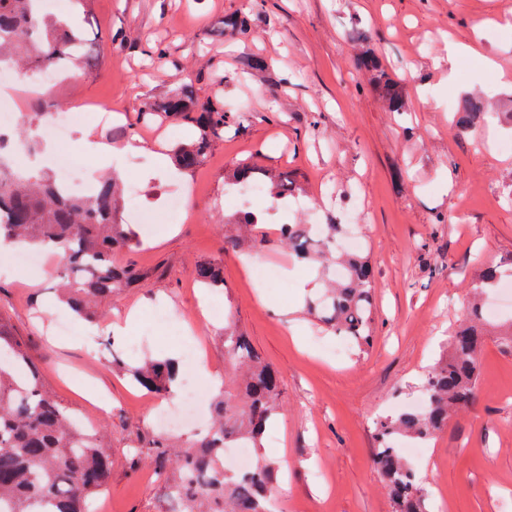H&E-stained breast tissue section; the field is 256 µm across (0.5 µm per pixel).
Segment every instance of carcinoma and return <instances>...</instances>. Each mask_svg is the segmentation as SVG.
I'll return each instance as SVG.
<instances>
[{
  "label": "carcinoma",
  "instance_id": "cac0c4a2",
  "mask_svg": "<svg viewBox=\"0 0 512 512\" xmlns=\"http://www.w3.org/2000/svg\"><path fill=\"white\" fill-rule=\"evenodd\" d=\"M42 0H0V62L18 60L32 71H69L91 55L92 45L72 19H59L41 7ZM360 67L374 72L373 89L392 112L405 111L400 83L366 53ZM166 113L197 123L200 138L179 145L174 156L189 168L205 154L211 138L224 134V103L208 102L193 114L188 95L176 92L162 107ZM257 166L241 164L228 176L234 185L256 179ZM277 200L293 195L292 175H266ZM117 182L108 177L91 197L66 194L56 182L16 173L0 163V241L35 242L54 250L59 265L61 301L76 315L93 320L105 315L100 304L137 280L135 269L112 264V253L137 245L116 220ZM326 236L314 239L306 224H285L282 236L299 260L346 270L342 281H327L307 313L322 327L347 337L358 349L370 346L373 309L372 269L359 254L339 248L344 224L325 225ZM198 282L224 287L223 268L197 265ZM504 274L488 267L471 284L469 318L448 339V357L428 373L425 404L407 408L379 423V448L373 462L389 489L392 512H427L426 485L403 457V439L425 442L448 425L450 413L469 405L476 395L485 321L480 295L496 288ZM0 512H90L91 499L111 473L108 446L101 432L72 419V409L43 383L29 344L0 317ZM140 388L158 395L171 391L176 372L171 362L147 359L126 368ZM224 390L213 403L214 422L182 448L153 442L154 474L182 512H270L276 465L259 458L255 467L234 474L224 471V449L246 441L261 445L276 413L281 382L247 337L232 321L224 324Z\"/></svg>",
  "mask_w": 512,
  "mask_h": 512
}]
</instances>
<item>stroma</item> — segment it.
I'll use <instances>...</instances> for the list:
<instances>
[{"label": "stroma", "mask_w": 512, "mask_h": 512, "mask_svg": "<svg viewBox=\"0 0 512 512\" xmlns=\"http://www.w3.org/2000/svg\"><path fill=\"white\" fill-rule=\"evenodd\" d=\"M229 15L242 29L225 26ZM79 21L95 41L87 66L24 98L15 120L75 112L73 139L89 131L118 148L140 140V152L119 150L108 163L88 157L97 175L112 167L138 187L136 203L120 198L117 221L136 227L140 246L113 260L134 264L139 278L88 324L57 306L44 269L2 274L0 315L29 341L46 386L107 436L111 476L96 512H162L153 440L205 430L201 421L165 432L154 407L177 396L141 392L122 370L174 355L184 376L221 384L224 322L200 315L203 299L280 374V413L264 443L269 458L290 463L277 474L288 490L280 512H391L373 463L375 423L420 397L467 316L480 268L512 264V153L499 148L512 138V0H89ZM452 46L481 56L449 57ZM365 49L401 82L406 111H388L372 92L357 61ZM248 56L261 64L246 72ZM185 83L194 109L219 99L226 115L223 136L191 169L169 154L198 128L159 111ZM471 103L486 118L465 130L460 114ZM248 160L290 172L301 207L267 195L263 224L237 225L226 176ZM176 191L186 197L180 223H139L138 213L162 215ZM354 214L376 309L362 357L307 317L322 281L280 233ZM205 261L222 262V293L196 282ZM260 261L280 268L278 283L255 278ZM157 310L167 325H155ZM497 320L488 321L474 401L410 457L427 477L430 512H512V347Z\"/></svg>", "instance_id": "1"}]
</instances>
